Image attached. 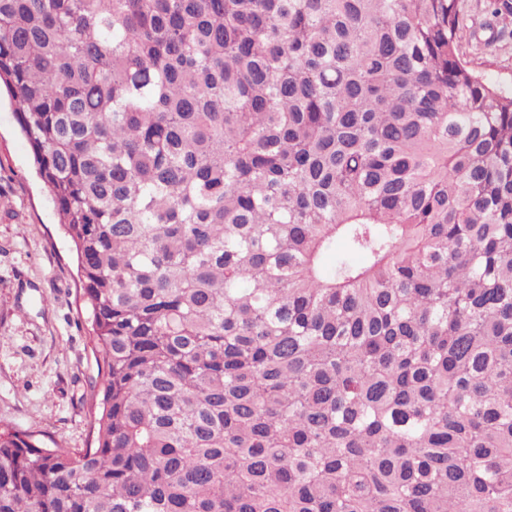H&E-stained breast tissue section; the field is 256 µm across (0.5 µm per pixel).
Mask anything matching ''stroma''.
<instances>
[{
	"mask_svg": "<svg viewBox=\"0 0 512 512\" xmlns=\"http://www.w3.org/2000/svg\"><path fill=\"white\" fill-rule=\"evenodd\" d=\"M460 58L512 90V25L489 0H460ZM98 368L72 242L38 177L14 106L0 98V425L51 448L86 447Z\"/></svg>",
	"mask_w": 512,
	"mask_h": 512,
	"instance_id": "stroma-1",
	"label": "stroma"
}]
</instances>
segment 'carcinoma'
Listing matches in <instances>:
<instances>
[{
	"label": "carcinoma",
	"instance_id": "obj_1",
	"mask_svg": "<svg viewBox=\"0 0 512 512\" xmlns=\"http://www.w3.org/2000/svg\"><path fill=\"white\" fill-rule=\"evenodd\" d=\"M459 0H0L76 247L92 442L0 512H512V91Z\"/></svg>",
	"mask_w": 512,
	"mask_h": 512
}]
</instances>
